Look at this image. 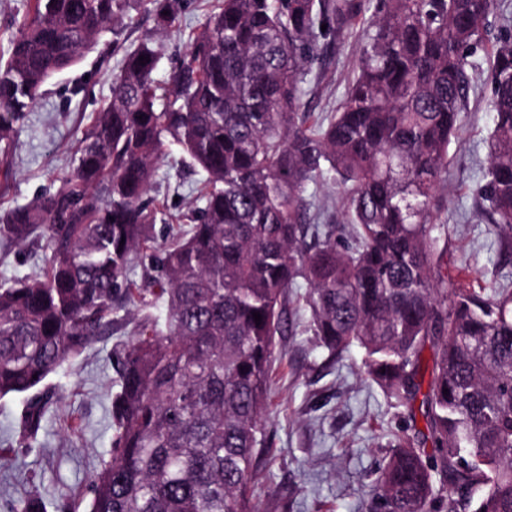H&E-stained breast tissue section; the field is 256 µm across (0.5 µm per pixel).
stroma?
<instances>
[{"mask_svg": "<svg viewBox=\"0 0 512 512\" xmlns=\"http://www.w3.org/2000/svg\"><path fill=\"white\" fill-rule=\"evenodd\" d=\"M217 5V0H183L179 28L164 34L156 32L150 15L133 12L130 21L110 25L78 66L45 84L16 133L0 147L11 171L0 176V215L29 203L68 170L77 139L112 96V73L126 49L152 37L160 56L155 78L165 82ZM360 38L357 30L345 38L319 87L306 98L305 111L335 110L356 67ZM489 97L487 84L470 90L464 127L448 162V280L478 290L512 281V261L500 257L496 229L477 217L471 202L487 155ZM203 179L178 146H166L150 192L160 213L155 247L190 224L201 205ZM43 265L36 244L19 247L0 239V280L35 275ZM136 319V313H118L111 332L64 374L52 377L65 398L59 412L47 416L31 453H18L20 437L13 430L24 397L0 398V449L13 448L0 458V497L19 498L36 489L52 512L69 490L86 487L101 459L110 456L112 350L134 335ZM363 358L355 346L330 358L314 345L298 315H290L273 363L265 426L275 456L258 475L259 512H366L364 491L384 459L399 438L424 429L423 417H411L368 380Z\"/></svg>", "mask_w": 512, "mask_h": 512, "instance_id": "35a3bbf8", "label": "stroma"}]
</instances>
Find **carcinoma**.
<instances>
[{
    "instance_id": "cac0c4a2",
    "label": "carcinoma",
    "mask_w": 512,
    "mask_h": 512,
    "mask_svg": "<svg viewBox=\"0 0 512 512\" xmlns=\"http://www.w3.org/2000/svg\"><path fill=\"white\" fill-rule=\"evenodd\" d=\"M219 2L165 84L152 40L126 51L72 168L0 217L1 238L24 246L38 231L45 254L40 274L0 282V398L28 397L21 437L36 439L54 404L49 378L113 313L143 311L114 349L112 455L58 512H258L273 357L300 282L318 347L361 348L366 375L400 405L423 395L427 432L392 450L370 510L512 512V287L448 284L439 247L469 66L487 75L494 113L474 207L512 257V30L484 69L468 58L494 0ZM179 5L29 0L0 58V142L104 26L138 7L165 32ZM356 27L353 77L319 122L304 98ZM168 143L206 181L193 224L152 257L149 302L129 274L154 243L147 194ZM327 178L339 224L304 195ZM153 302L164 316L147 312ZM43 509L33 489L0 512Z\"/></svg>"
}]
</instances>
